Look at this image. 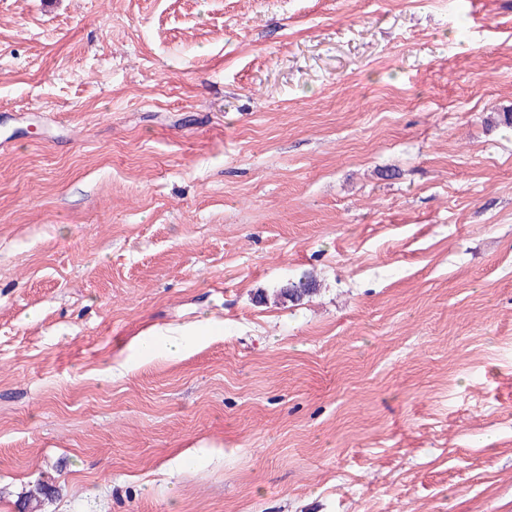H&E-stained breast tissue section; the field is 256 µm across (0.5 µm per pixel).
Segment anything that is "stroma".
Here are the masks:
<instances>
[{
	"mask_svg": "<svg viewBox=\"0 0 512 512\" xmlns=\"http://www.w3.org/2000/svg\"><path fill=\"white\" fill-rule=\"evenodd\" d=\"M506 111L512 0H0V512H512ZM317 288L315 283L308 276H302L298 281H291L279 288L277 292V298L279 300H288L289 302H299L303 297L310 296ZM189 335L178 331L156 332L141 337L137 347L145 358L152 357L159 346H163L171 354H178L188 347L189 340L185 336Z\"/></svg>",
	"mask_w": 512,
	"mask_h": 512,
	"instance_id": "35a3bbf8",
	"label": "stroma"
}]
</instances>
